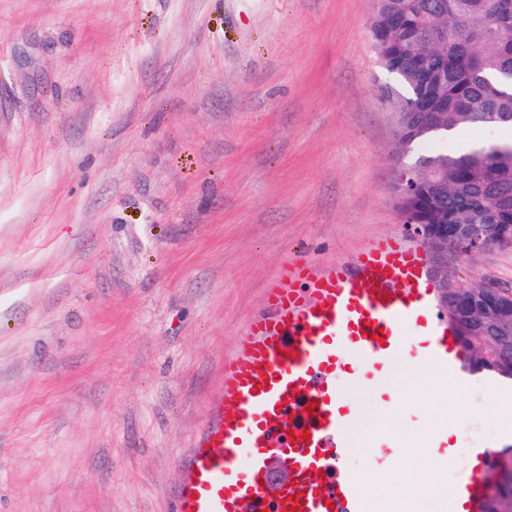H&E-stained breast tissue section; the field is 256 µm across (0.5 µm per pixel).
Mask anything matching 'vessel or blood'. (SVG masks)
<instances>
[{
	"label": "vessel or blood",
	"instance_id": "b4317fda",
	"mask_svg": "<svg viewBox=\"0 0 512 512\" xmlns=\"http://www.w3.org/2000/svg\"><path fill=\"white\" fill-rule=\"evenodd\" d=\"M404 355L443 385L460 360L418 246L380 236L347 262L281 267L182 457L174 512H390L340 450L358 417L354 394ZM276 457L291 473L277 488ZM483 479L475 469L453 489L467 512L479 510Z\"/></svg>",
	"mask_w": 512,
	"mask_h": 512
}]
</instances>
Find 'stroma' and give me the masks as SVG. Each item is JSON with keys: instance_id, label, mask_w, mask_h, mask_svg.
<instances>
[{"instance_id": "stroma-1", "label": "stroma", "mask_w": 512, "mask_h": 512, "mask_svg": "<svg viewBox=\"0 0 512 512\" xmlns=\"http://www.w3.org/2000/svg\"><path fill=\"white\" fill-rule=\"evenodd\" d=\"M374 0H0V512H172L177 455L278 270L406 235ZM512 289V244L448 271ZM470 375L443 473L512 445ZM365 423L404 469L430 398Z\"/></svg>"}]
</instances>
